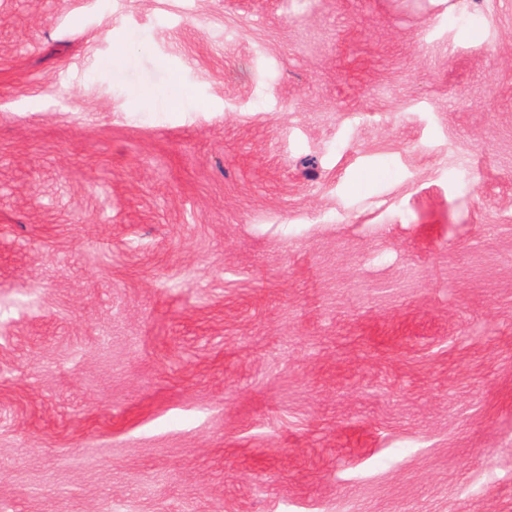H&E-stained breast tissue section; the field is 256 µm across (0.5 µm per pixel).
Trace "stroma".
Wrapping results in <instances>:
<instances>
[{"mask_svg": "<svg viewBox=\"0 0 512 512\" xmlns=\"http://www.w3.org/2000/svg\"><path fill=\"white\" fill-rule=\"evenodd\" d=\"M0 505L512 512V0H0Z\"/></svg>", "mask_w": 512, "mask_h": 512, "instance_id": "obj_1", "label": "stroma"}]
</instances>
